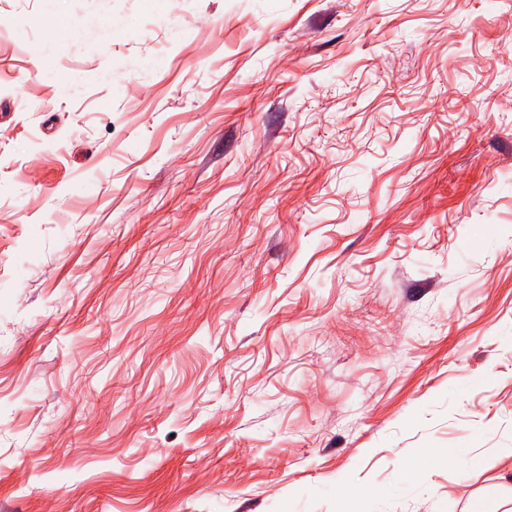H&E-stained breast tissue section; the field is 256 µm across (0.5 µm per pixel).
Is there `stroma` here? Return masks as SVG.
Listing matches in <instances>:
<instances>
[{"label":"stroma","mask_w":512,"mask_h":512,"mask_svg":"<svg viewBox=\"0 0 512 512\" xmlns=\"http://www.w3.org/2000/svg\"><path fill=\"white\" fill-rule=\"evenodd\" d=\"M509 471L512 0H0V512Z\"/></svg>","instance_id":"35a3bbf8"}]
</instances>
